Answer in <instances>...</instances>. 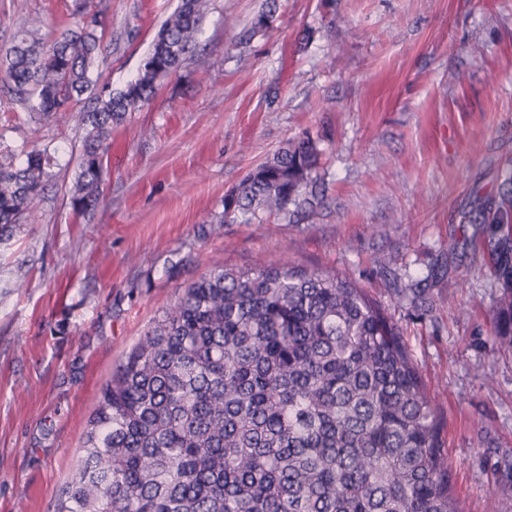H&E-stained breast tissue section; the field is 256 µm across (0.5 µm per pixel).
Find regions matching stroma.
<instances>
[{"mask_svg": "<svg viewBox=\"0 0 512 512\" xmlns=\"http://www.w3.org/2000/svg\"><path fill=\"white\" fill-rule=\"evenodd\" d=\"M71 0H0V49ZM178 0H89L95 73L138 74ZM268 28L253 32L262 9ZM0 82V155L49 145L38 217L0 242V512H54L113 371L215 262L347 276L397 327L446 427L465 512H512V349L469 217L512 169V0H211L198 48L115 130L94 218L69 204L83 131L23 120ZM322 153L319 201L212 229L224 200L290 140ZM397 288L413 296L394 302Z\"/></svg>", "mask_w": 512, "mask_h": 512, "instance_id": "35a3bbf8", "label": "stroma"}]
</instances>
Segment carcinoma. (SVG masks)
<instances>
[{"label": "carcinoma", "mask_w": 512, "mask_h": 512, "mask_svg": "<svg viewBox=\"0 0 512 512\" xmlns=\"http://www.w3.org/2000/svg\"><path fill=\"white\" fill-rule=\"evenodd\" d=\"M209 0H180L138 77L95 87L101 21L45 42L19 27L5 80L30 120L72 112L84 131L73 210L101 197L112 129L148 103L193 54ZM320 151L288 141L224 200L227 220L288 219L318 202ZM57 165L48 147L0 162V240L37 217ZM488 237L503 297L496 336L512 347V177L475 225ZM434 399L401 336L355 281L296 265L215 262L163 311L112 374L88 422L77 473L54 512H462Z\"/></svg>", "instance_id": "1"}]
</instances>
